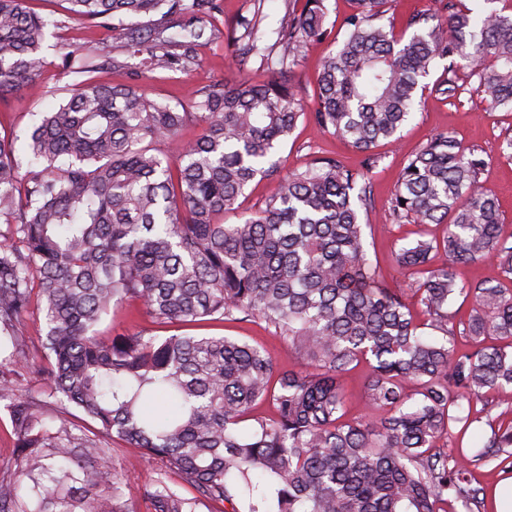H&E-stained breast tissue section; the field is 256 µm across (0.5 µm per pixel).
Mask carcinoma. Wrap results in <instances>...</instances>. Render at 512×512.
<instances>
[{
  "mask_svg": "<svg viewBox=\"0 0 512 512\" xmlns=\"http://www.w3.org/2000/svg\"><path fill=\"white\" fill-rule=\"evenodd\" d=\"M29 2L0 0V96L44 93L43 38L55 22ZM61 2L77 19L121 31L154 72L193 65L222 10L221 0ZM393 2L352 0L312 113L321 130L366 154L369 170L372 150L396 142L421 105L438 59L448 66L435 90L455 95L465 62L486 105L512 108V9L483 0L475 13L463 0H439L443 21L431 26L417 13L398 31L385 22ZM327 15L326 0L287 11L279 63L296 64L322 39ZM139 17L148 21L131 22ZM240 25L241 59L269 56L257 23ZM118 65L74 47L60 64L62 76L83 77L69 97L24 139L0 135V337L19 362L37 293L50 393L93 423L78 435L51 431L43 405L1 377L16 466L35 502L21 507L18 487L0 482V512H125L103 438L163 462L166 472L144 489L153 512H197L204 501L228 512H496L497 485L475 473L492 463L512 478V423L490 418L489 399L512 386V288L461 284L457 269L493 262L512 282V243L498 199L478 186V150L439 135L408 159L392 213L445 231L401 246L395 260L409 279L387 288L368 256L363 174L333 158L280 177L262 206L224 223L256 178L278 174L270 157L305 114L294 84L203 86L185 112L89 78ZM189 123L201 133L184 143ZM440 250L446 260L436 266ZM457 296L467 309H450ZM133 300L160 327L257 319L303 366L278 371L264 348L224 335H98L103 315ZM363 362L379 414L350 421L344 379ZM265 402L274 416L252 415ZM483 418L489 432L465 445ZM450 437L452 451L441 444ZM46 451L55 463L43 462ZM168 472L192 496L170 487Z\"/></svg>",
  "mask_w": 512,
  "mask_h": 512,
  "instance_id": "cac0c4a2",
  "label": "carcinoma"
}]
</instances>
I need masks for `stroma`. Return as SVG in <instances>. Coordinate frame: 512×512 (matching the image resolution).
Returning <instances> with one entry per match:
<instances>
[{"instance_id":"35a3bbf8","label":"stroma","mask_w":512,"mask_h":512,"mask_svg":"<svg viewBox=\"0 0 512 512\" xmlns=\"http://www.w3.org/2000/svg\"><path fill=\"white\" fill-rule=\"evenodd\" d=\"M223 11L217 14L214 25L217 36L196 50L198 66L177 74L150 73L146 69H112L95 73L97 82L105 85H134L153 100L171 104H189L194 91L202 86L221 82L227 85L244 80L257 81L277 77L279 68L268 65L260 56H251L247 62H238L234 56V41L243 30L238 27L240 18H254L264 45L276 40V30L286 10L301 11L305 0H222ZM33 9L54 19L55 27L49 28L46 42L50 46L49 61L42 83L45 95L31 96L14 92L0 98V134L24 135L41 113L49 111L67 94V79L61 78L58 64L59 46L82 44L121 55L125 39L121 32L106 33L79 19L60 16L58 0H33ZM329 40L310 44L304 56L292 68L291 78L306 99H314L321 61L329 50ZM445 61H436L427 78L425 105L414 113L403 126L399 140L378 148L382 156L377 167L367 173L372 208L367 220L371 259L377 267L379 280L389 288L404 285V272L394 264L392 254L400 246L417 238L419 225L397 220L391 213V197L398 185L402 168L408 158L440 134H448L464 145L478 148L486 161L480 178L483 191L492 193L501 205L505 235L512 236V150L506 146L512 138V110L487 109L475 91L476 82L467 70H459V89L455 96L435 91V84L442 78ZM336 158L348 168L363 170L364 156L336 136L316 127L308 118H300L288 140L274 155L281 173L304 167L312 157ZM364 171V170H363ZM152 327L144 307L133 301L122 309L104 315L99 331L109 336L122 332L147 331ZM26 358L20 366L6 365L17 385L26 392L43 395L45 386L38 369L45 362L42 349L44 327L39 301H32L26 318ZM204 334L235 336L254 345L265 347L277 369H298L300 361L295 353L262 323H208L200 328ZM113 470L127 481L123 503L127 512H151L149 501L143 495L144 484L157 478L163 468L159 459L144 454L141 449L128 447L124 442L105 440Z\"/></svg>"}]
</instances>
